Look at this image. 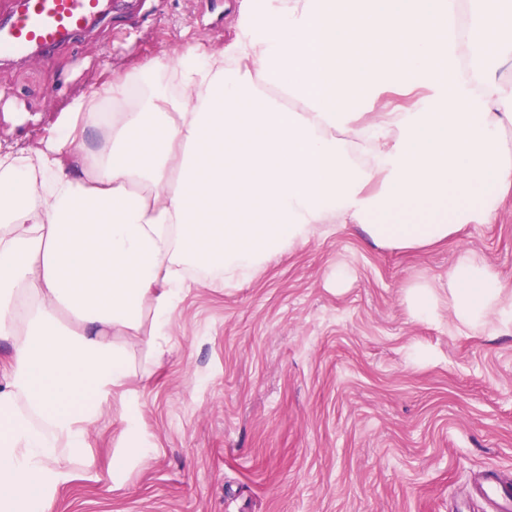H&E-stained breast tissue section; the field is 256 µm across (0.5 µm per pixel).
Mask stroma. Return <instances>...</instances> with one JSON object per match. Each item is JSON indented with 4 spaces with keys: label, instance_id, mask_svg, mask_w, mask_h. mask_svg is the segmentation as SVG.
Listing matches in <instances>:
<instances>
[{
    "label": "stroma",
    "instance_id": "obj_1",
    "mask_svg": "<svg viewBox=\"0 0 512 512\" xmlns=\"http://www.w3.org/2000/svg\"><path fill=\"white\" fill-rule=\"evenodd\" d=\"M239 4L147 0L51 61L1 64L0 142L36 146L104 70L231 40ZM461 248L512 283V201L434 249L339 232L236 287L194 286L132 410L113 398L67 462L54 512H489L472 489L489 469L512 479V323L471 338L447 306L420 322L401 301ZM342 261L354 276L336 293L326 278ZM117 451L133 463L116 478Z\"/></svg>",
    "mask_w": 512,
    "mask_h": 512
}]
</instances>
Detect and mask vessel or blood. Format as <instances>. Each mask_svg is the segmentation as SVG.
<instances>
[{"label":"vessel or blood","instance_id":"1","mask_svg":"<svg viewBox=\"0 0 512 512\" xmlns=\"http://www.w3.org/2000/svg\"><path fill=\"white\" fill-rule=\"evenodd\" d=\"M110 6V0H0V56L50 58L69 47ZM475 496L494 512H512V481L486 471Z\"/></svg>","mask_w":512,"mask_h":512}]
</instances>
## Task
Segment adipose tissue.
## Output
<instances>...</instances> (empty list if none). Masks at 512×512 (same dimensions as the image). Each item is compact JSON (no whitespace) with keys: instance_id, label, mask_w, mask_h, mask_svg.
I'll use <instances>...</instances> for the list:
<instances>
[{"instance_id":"obj_1","label":"adipose tissue","mask_w":512,"mask_h":512,"mask_svg":"<svg viewBox=\"0 0 512 512\" xmlns=\"http://www.w3.org/2000/svg\"><path fill=\"white\" fill-rule=\"evenodd\" d=\"M501 0H241L224 46L103 80L40 146H0V512H53L111 395L143 385L193 285L231 287L316 236L418 250L512 195ZM168 73L180 90L142 84ZM113 103L98 111L100 100ZM483 333L512 286L466 250L405 286Z\"/></svg>"}]
</instances>
